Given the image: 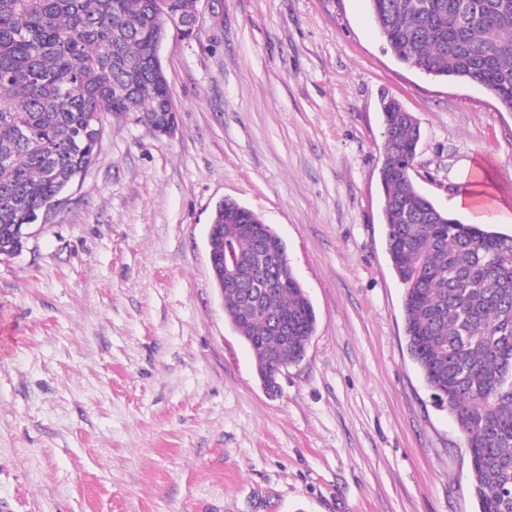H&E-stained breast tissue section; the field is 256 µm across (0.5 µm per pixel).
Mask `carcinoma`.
<instances>
[{
	"label": "carcinoma",
	"mask_w": 512,
	"mask_h": 512,
	"mask_svg": "<svg viewBox=\"0 0 512 512\" xmlns=\"http://www.w3.org/2000/svg\"><path fill=\"white\" fill-rule=\"evenodd\" d=\"M392 56L433 79L512 94V0H369ZM198 0H0V253L95 157L106 113L161 129L173 122L154 50L167 16ZM379 169L386 250L403 285L407 347L472 460L478 512H512V235L464 224L419 189L420 125L381 98ZM218 250L245 278L224 284V317L274 392L301 361L316 313L282 240L250 209L219 203Z\"/></svg>",
	"instance_id": "1"
}]
</instances>
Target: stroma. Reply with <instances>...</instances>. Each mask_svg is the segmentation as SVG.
Masks as SVG:
<instances>
[{
  "instance_id": "stroma-1",
  "label": "stroma",
  "mask_w": 512,
  "mask_h": 512,
  "mask_svg": "<svg viewBox=\"0 0 512 512\" xmlns=\"http://www.w3.org/2000/svg\"><path fill=\"white\" fill-rule=\"evenodd\" d=\"M160 49L177 131L105 117L96 156L0 256V499L13 512H477L471 457L404 332L378 172L381 95L419 121L415 177L488 184L512 234V113L387 52L369 0L197 4ZM233 199L286 246L317 315L258 381L208 259Z\"/></svg>"
}]
</instances>
